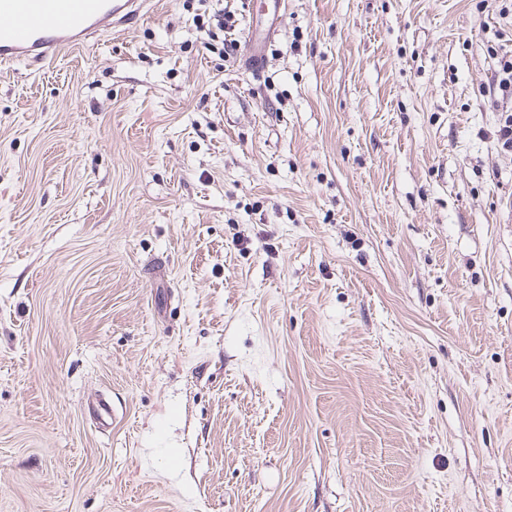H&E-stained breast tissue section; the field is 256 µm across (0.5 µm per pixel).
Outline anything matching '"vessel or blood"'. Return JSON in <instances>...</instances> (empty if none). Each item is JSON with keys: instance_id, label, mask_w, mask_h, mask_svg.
Here are the masks:
<instances>
[{"instance_id": "obj_1", "label": "vessel or blood", "mask_w": 512, "mask_h": 512, "mask_svg": "<svg viewBox=\"0 0 512 512\" xmlns=\"http://www.w3.org/2000/svg\"><path fill=\"white\" fill-rule=\"evenodd\" d=\"M145 0H0V62L43 64L112 28L142 17ZM286 14V0H268L248 40L245 66L262 70Z\"/></svg>"}]
</instances>
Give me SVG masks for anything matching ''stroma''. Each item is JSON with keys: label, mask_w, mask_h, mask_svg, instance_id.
<instances>
[{"label": "stroma", "mask_w": 512, "mask_h": 512, "mask_svg": "<svg viewBox=\"0 0 512 512\" xmlns=\"http://www.w3.org/2000/svg\"><path fill=\"white\" fill-rule=\"evenodd\" d=\"M287 2L0 64V512H512V5ZM266 9L263 19L256 26L254 34L249 37L248 47L245 55V66L251 71H260L263 69L267 58V51L271 41H273L278 26L281 24L286 14L285 0H266ZM494 81L502 93V97L512 98V54L505 52L499 60V69Z\"/></svg>", "instance_id": "obj_1"}]
</instances>
